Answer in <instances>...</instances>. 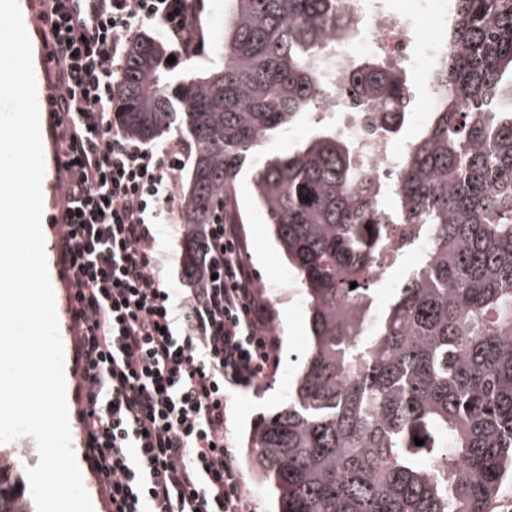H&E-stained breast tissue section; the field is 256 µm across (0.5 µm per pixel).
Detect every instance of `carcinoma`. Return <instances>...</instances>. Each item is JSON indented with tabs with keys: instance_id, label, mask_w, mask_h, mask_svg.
Returning <instances> with one entry per match:
<instances>
[{
	"instance_id": "carcinoma-1",
	"label": "carcinoma",
	"mask_w": 512,
	"mask_h": 512,
	"mask_svg": "<svg viewBox=\"0 0 512 512\" xmlns=\"http://www.w3.org/2000/svg\"><path fill=\"white\" fill-rule=\"evenodd\" d=\"M454 2L441 101L392 188L334 126L260 155L323 107L319 68L350 34L346 0H235L212 66L181 77L159 36L128 42L118 129L150 142L173 124L194 145L188 275L214 211L242 221L235 180L256 156V203L306 298L294 394L250 440L277 512H488L512 478V0ZM357 72L361 97L397 134L408 80L377 61ZM389 224L426 225L431 246L379 311L374 268ZM13 472L0 464V512H29Z\"/></svg>"
}]
</instances>
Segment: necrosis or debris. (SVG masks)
Returning a JSON list of instances; mask_svg holds the SVG:
<instances>
[{"instance_id":"4bbe7bcc","label":"necrosis or debris","mask_w":512,"mask_h":512,"mask_svg":"<svg viewBox=\"0 0 512 512\" xmlns=\"http://www.w3.org/2000/svg\"><path fill=\"white\" fill-rule=\"evenodd\" d=\"M355 35L339 40L327 53L319 80L328 93L327 111L336 113L342 132L350 140L356 160L367 173L393 182L402 150L373 113L364 111L353 82L359 57L368 56L399 70L406 62L419 64L423 74L436 72L442 44L432 39L417 44L408 30L388 13L372 8L371 0H348ZM428 236L417 224L390 225L384 257L377 261L375 280H383L397 266L398 258L425 253Z\"/></svg>"}]
</instances>
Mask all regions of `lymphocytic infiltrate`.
<instances>
[{"mask_svg": "<svg viewBox=\"0 0 512 512\" xmlns=\"http://www.w3.org/2000/svg\"><path fill=\"white\" fill-rule=\"evenodd\" d=\"M57 174L59 262L75 307L83 452L110 512H257L228 429L231 390L279 361L267 308L241 257L240 227L215 211L186 296L166 287L157 224L176 214L174 144L112 128V77L127 38L165 26L181 57L202 40L199 0H104L96 44L67 0H38Z\"/></svg>", "mask_w": 512, "mask_h": 512, "instance_id": "obj_1", "label": "lymphocytic infiltrate"}]
</instances>
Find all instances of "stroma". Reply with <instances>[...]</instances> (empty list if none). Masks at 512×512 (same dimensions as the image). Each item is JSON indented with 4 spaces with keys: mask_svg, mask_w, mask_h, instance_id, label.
Returning a JSON list of instances; mask_svg holds the SVG:
<instances>
[{
    "mask_svg": "<svg viewBox=\"0 0 512 512\" xmlns=\"http://www.w3.org/2000/svg\"><path fill=\"white\" fill-rule=\"evenodd\" d=\"M232 8V0H201V50L192 59H176L172 65L173 73H182L190 66L199 69L207 66L211 47L221 39L224 17ZM40 127L45 162L42 181V230L47 243L46 260L52 265L54 276L59 279L55 305L57 318L62 321L66 318L64 303L67 284L60 279L62 270L57 266V228L52 222L56 213L54 204L59 201L62 190L53 165L54 148L48 112H41ZM236 204L245 219L244 225L240 227L244 242L243 259L252 272L256 287L261 290V296L272 318L274 332L280 341V358L275 373L260 388H248L233 393V432L245 484L258 499L260 512H274L272 493L266 481L251 465L247 448L248 437L260 417L272 414L283 404L289 386L299 375L307 350V323L304 308L296 304L299 288H284L280 285L288 264L273 241L263 213L254 204L247 180H240L238 184ZM186 232L187 226L183 223L162 224L158 227L155 245L167 266V285L171 288H185L189 285L184 264Z\"/></svg>",
    "mask_w": 512,
    "mask_h": 512,
    "instance_id": "1",
    "label": "stroma"
}]
</instances>
